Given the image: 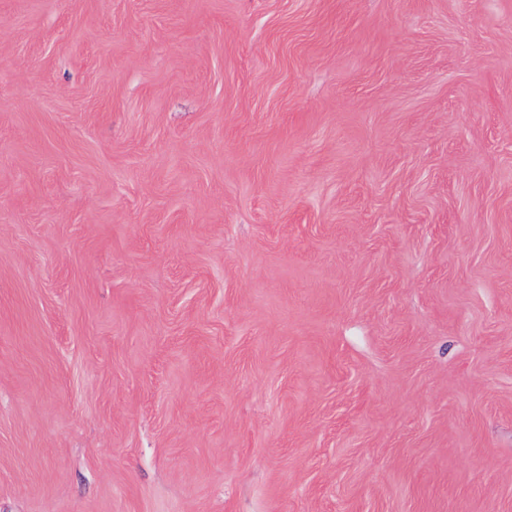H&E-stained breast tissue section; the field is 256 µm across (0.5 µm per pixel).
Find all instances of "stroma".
<instances>
[{
	"instance_id": "35a3bbf8",
	"label": "stroma",
	"mask_w": 512,
	"mask_h": 512,
	"mask_svg": "<svg viewBox=\"0 0 512 512\" xmlns=\"http://www.w3.org/2000/svg\"><path fill=\"white\" fill-rule=\"evenodd\" d=\"M0 512H512V0H0Z\"/></svg>"
}]
</instances>
